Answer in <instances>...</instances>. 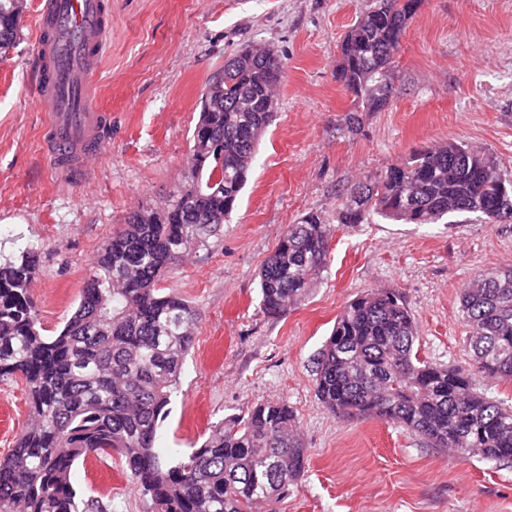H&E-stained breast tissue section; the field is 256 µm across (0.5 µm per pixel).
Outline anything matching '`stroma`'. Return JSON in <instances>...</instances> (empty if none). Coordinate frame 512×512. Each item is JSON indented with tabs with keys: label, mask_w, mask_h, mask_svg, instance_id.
<instances>
[{
	"label": "stroma",
	"mask_w": 512,
	"mask_h": 512,
	"mask_svg": "<svg viewBox=\"0 0 512 512\" xmlns=\"http://www.w3.org/2000/svg\"><path fill=\"white\" fill-rule=\"evenodd\" d=\"M39 0H25L13 48L0 56V254L33 247L29 293L44 329L74 312L103 243L139 209L163 207L188 174L206 83L248 45L274 47L286 69L279 110L229 223L162 283L200 313L179 390L157 433L167 460L222 420L260 402L295 410L306 471L277 512H512V463L457 460L399 424L340 420L318 401L312 359L347 302L398 291L419 327V354L463 363L460 294L474 276L512 267V223H337L341 195L378 180L414 150L451 138L512 170V0H423L392 66L379 112L356 110L336 79L340 45L372 0H109L112 28L95 89L111 113L105 156L84 178L45 154L36 94ZM331 226L327 271L286 315L258 310L259 271L286 225L307 211ZM29 424L21 380L0 379V454ZM82 500L146 512L120 460L74 467Z\"/></svg>",
	"instance_id": "stroma-1"
}]
</instances>
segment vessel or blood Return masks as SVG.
<instances>
[{"label": "vessel or blood", "instance_id": "b4317fda", "mask_svg": "<svg viewBox=\"0 0 512 512\" xmlns=\"http://www.w3.org/2000/svg\"><path fill=\"white\" fill-rule=\"evenodd\" d=\"M38 96L48 108L42 144L57 170L87 172L109 140V116L94 103L97 64L111 27L104 0H42Z\"/></svg>", "mask_w": 512, "mask_h": 512}]
</instances>
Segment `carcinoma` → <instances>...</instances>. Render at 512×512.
Returning <instances> with one entry per match:
<instances>
[{
    "label": "carcinoma",
    "instance_id": "cac0c4a2",
    "mask_svg": "<svg viewBox=\"0 0 512 512\" xmlns=\"http://www.w3.org/2000/svg\"><path fill=\"white\" fill-rule=\"evenodd\" d=\"M422 0H374L347 31L336 79L365 112L385 108L391 68ZM20 0H0V54L17 38ZM271 64L248 47L224 63V85L192 134L188 180L161 209L138 210L102 246L79 303L48 336L29 294L36 255L0 263V377L20 378L32 423L0 457V512H107L81 504L73 468L115 452L149 512H268L305 475L306 448L288 403H258L214 426L200 447L165 461L154 450L198 310L159 288L165 276L234 210L256 149L274 118ZM489 153L450 139L414 152L371 184L354 183L337 220L362 224L370 211L404 224H437L475 213L487 224L500 182ZM330 229L310 211L286 225L259 273V310L279 317L326 269ZM464 365L422 359L417 322L402 295L366 291L350 300L315 361L314 390L342 420L395 421L458 458L512 459V403L482 392L477 378L512 382V269L481 274L462 289Z\"/></svg>",
    "mask_w": 512,
    "mask_h": 512
}]
</instances>
